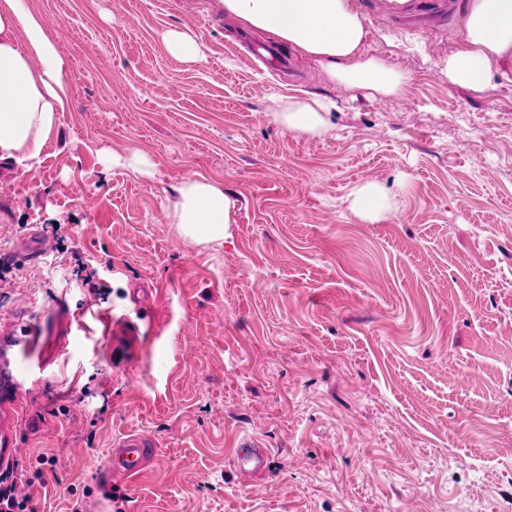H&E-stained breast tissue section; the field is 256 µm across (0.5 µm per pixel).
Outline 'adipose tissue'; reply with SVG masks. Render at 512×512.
Segmentation results:
<instances>
[{
    "label": "adipose tissue",
    "mask_w": 512,
    "mask_h": 512,
    "mask_svg": "<svg viewBox=\"0 0 512 512\" xmlns=\"http://www.w3.org/2000/svg\"><path fill=\"white\" fill-rule=\"evenodd\" d=\"M225 14L270 34L301 52L334 83L383 101L400 96L408 72L368 55L370 32L355 0H218ZM456 49L444 61L448 79L484 92L494 79L512 83V0H465ZM65 63L25 0H0V160L24 163L40 156L69 100ZM336 104L309 92L279 100L272 122L307 136L330 127ZM400 182L391 191L374 181L358 184L347 202L359 222L377 224L393 216ZM235 202L215 181L189 176L176 188L168 212L176 234L194 245L223 242Z\"/></svg>",
    "instance_id": "1"
}]
</instances>
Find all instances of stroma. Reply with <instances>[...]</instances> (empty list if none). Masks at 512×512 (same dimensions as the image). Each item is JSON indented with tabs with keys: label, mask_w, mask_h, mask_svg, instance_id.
Listing matches in <instances>:
<instances>
[{
	"label": "stroma",
	"mask_w": 512,
	"mask_h": 512,
	"mask_svg": "<svg viewBox=\"0 0 512 512\" xmlns=\"http://www.w3.org/2000/svg\"><path fill=\"white\" fill-rule=\"evenodd\" d=\"M26 2L70 96L38 164L0 161V314L60 301L75 322L0 488L20 479L34 512H512V83L443 72L463 0L434 26L436 0H356L368 54L413 76L383 102L285 48L288 70L248 62L269 37L214 0ZM171 30L206 63L170 53ZM303 91L336 102L321 137L267 118ZM134 151L152 176L113 164ZM192 175L234 198L222 243L168 222ZM403 179L394 220L349 213L359 183ZM33 235L48 251L16 259ZM132 433L153 459L103 489ZM244 434L266 455L247 483Z\"/></svg>",
	"instance_id": "obj_1"
}]
</instances>
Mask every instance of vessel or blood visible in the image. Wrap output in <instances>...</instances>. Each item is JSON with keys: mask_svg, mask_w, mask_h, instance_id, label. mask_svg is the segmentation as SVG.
I'll use <instances>...</instances> for the list:
<instances>
[{"mask_svg": "<svg viewBox=\"0 0 512 512\" xmlns=\"http://www.w3.org/2000/svg\"><path fill=\"white\" fill-rule=\"evenodd\" d=\"M72 316L59 304L46 314L27 308L14 310L0 322V471H8L20 451V395L55 360L57 337L71 333ZM154 442L145 436L115 441L108 451L104 480L113 475L132 478L145 468L154 453ZM237 469L246 476L261 470L265 456L250 437L237 441L234 450Z\"/></svg>", "mask_w": 512, "mask_h": 512, "instance_id": "b4317fda", "label": "vessel or blood"}]
</instances>
